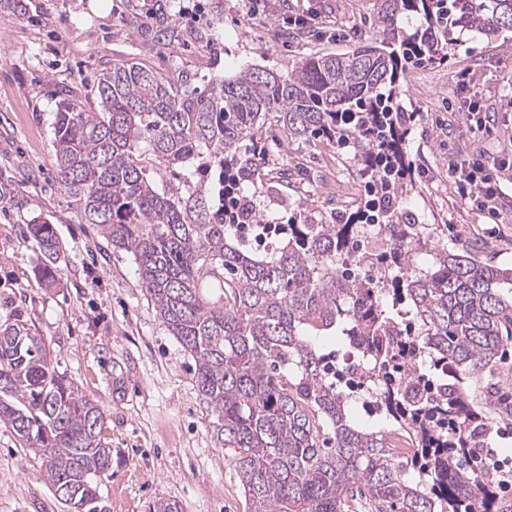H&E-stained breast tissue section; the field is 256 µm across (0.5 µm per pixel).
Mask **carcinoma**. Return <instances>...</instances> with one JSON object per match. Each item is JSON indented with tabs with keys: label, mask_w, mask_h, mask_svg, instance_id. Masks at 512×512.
<instances>
[{
	"label": "carcinoma",
	"mask_w": 512,
	"mask_h": 512,
	"mask_svg": "<svg viewBox=\"0 0 512 512\" xmlns=\"http://www.w3.org/2000/svg\"><path fill=\"white\" fill-rule=\"evenodd\" d=\"M495 40L512 32V0H378L372 35L343 53L303 58L277 73L248 68L205 92L177 89L136 62L100 70L101 111L67 99L54 121L58 178L87 224L130 253L156 314L195 363L213 437L230 452L250 512H512L498 472L474 466L493 419L473 411L464 380L492 369L512 338V267L488 265L464 246L416 261L396 80L444 63L455 34ZM291 141L344 140L376 191L357 211L395 246L374 265L400 275L350 278L343 263L359 225L308 219L280 224L267 246L241 234L238 214L268 224L247 195L265 165L263 127ZM145 144L165 167L198 164L224 177V206L205 188L159 191L135 157ZM54 279L62 246L51 224L28 225ZM407 300L423 336L397 334ZM354 341L370 360H398L385 429L363 425L356 401L328 374L327 339ZM0 423L45 459L70 512H102L98 476L112 469L104 413L52 365L42 337L0 325ZM401 430L413 452L388 434Z\"/></svg>",
	"instance_id": "obj_1"
}]
</instances>
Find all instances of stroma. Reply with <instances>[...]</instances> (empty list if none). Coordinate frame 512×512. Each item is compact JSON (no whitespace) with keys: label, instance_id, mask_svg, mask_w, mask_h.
Instances as JSON below:
<instances>
[{"label":"stroma","instance_id":"1","mask_svg":"<svg viewBox=\"0 0 512 512\" xmlns=\"http://www.w3.org/2000/svg\"><path fill=\"white\" fill-rule=\"evenodd\" d=\"M0 6V325L24 322L42 336L58 372L104 411L114 451L100 482L106 512H249L239 474L213 436L194 362L147 299L131 254L84 223L60 188L54 113L70 99L98 108L94 80L112 63L138 62L177 85L204 92L209 79L248 68L280 71L307 55L338 53L368 34L377 0H180L172 36L152 39L156 0H23ZM315 12L311 28L292 16ZM482 97L481 130L468 118L461 83ZM402 109L416 119L406 151L416 166L403 207L419 224L448 228V243L469 241L485 258L512 266V48L461 33L449 62L411 70L400 81ZM268 174L254 187L269 218L303 223L342 219L366 194L354 150L332 142L283 140L269 127ZM481 155L506 194L497 210H477L448 179L451 160ZM161 189L191 194L216 173L158 166L139 158ZM54 225L64 252L55 283L28 232ZM484 410L512 401V341L496 369L466 384ZM0 512H67L42 461L0 426Z\"/></svg>","mask_w":512,"mask_h":512}]
</instances>
